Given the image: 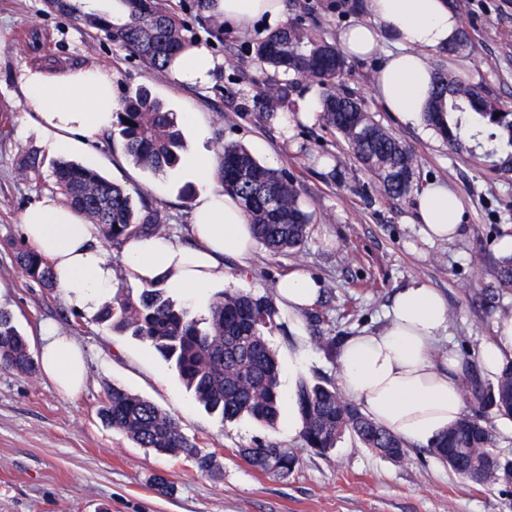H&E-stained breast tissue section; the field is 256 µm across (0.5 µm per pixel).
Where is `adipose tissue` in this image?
<instances>
[{
    "label": "adipose tissue",
    "instance_id": "1",
    "mask_svg": "<svg viewBox=\"0 0 512 512\" xmlns=\"http://www.w3.org/2000/svg\"><path fill=\"white\" fill-rule=\"evenodd\" d=\"M363 9L367 21L339 32L340 51L355 60L378 58L371 79L375 99L403 122L422 124L433 89L430 54L458 37V13L447 0H365ZM215 10L223 14L226 28L237 31L261 19L272 26L284 18L283 0H217ZM386 42L391 45L387 51L382 48ZM20 87L49 151H67L74 137H93L112 124L116 102L107 67L56 73L26 67ZM78 91L85 95L83 102L67 103V96ZM414 210L427 240H450L460 231L462 204L446 184L424 185L415 195ZM191 232L198 242L194 248L164 234L131 237L122 270L144 285L195 290L226 277L228 256L237 261L240 273H247L255 237L236 200L216 191L200 193ZM22 234L27 244L50 258L66 297L95 316L117 272L98 240V227L49 193L24 212ZM321 288V281L301 267L277 282V301L287 307L294 335H303L299 316L317 303ZM447 324L445 298L414 280L397 293L383 329L348 337L339 351L342 393L412 445H430L464 412L461 359L453 351L436 355L433 347ZM39 363L63 390L77 388L84 379L79 348L57 331L44 334Z\"/></svg>",
    "mask_w": 512,
    "mask_h": 512
}]
</instances>
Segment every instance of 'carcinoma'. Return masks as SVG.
Listing matches in <instances>:
<instances>
[{
  "instance_id": "cac0c4a2",
  "label": "carcinoma",
  "mask_w": 512,
  "mask_h": 512,
  "mask_svg": "<svg viewBox=\"0 0 512 512\" xmlns=\"http://www.w3.org/2000/svg\"><path fill=\"white\" fill-rule=\"evenodd\" d=\"M120 17L112 11L82 9L79 0H54L53 11L74 18L97 37L133 50L154 73L171 69L175 59L191 50L195 41L176 13L158 0H117ZM258 59L286 75L310 79L320 86L319 119L347 145L358 164L371 174L383 194L397 201L409 196L417 157L375 119L341 78L346 59L336 45L297 22H286L255 46ZM290 84L268 87L267 108L288 103ZM425 124L458 154L479 161L495 175L512 172V112L477 86L465 85L447 71L435 72L434 88L423 114ZM126 154L138 165L163 173L179 163V130L174 113L141 87L122 99L113 114ZM215 178L223 192L239 199L255 239L273 255L297 253L307 237L309 216L299 204L294 180L282 171L261 164L240 145H221ZM42 159L35 152L24 155L18 171L27 180L41 175ZM53 185L65 203L116 248L133 235L156 234L162 229L160 211L144 203L133 205L130 189L101 176L89 165L59 162ZM15 261L31 281L48 289L57 287L50 261L38 250L20 243ZM495 290L481 302L496 307V296L512 293V256L494 268ZM278 309L269 296L257 297L247 288H232L210 304L205 327L151 285L134 299L116 295L106 303L97 321L148 343L170 362L198 403L225 421L248 415L269 428L275 427L285 400L279 389L280 362L265 332L277 326ZM36 367L26 337L13 315L0 308V368L29 374ZM464 398L478 404L444 430L430 445V452L462 475L482 484H500L512 457L494 450V439L482 411L494 409L512 418V357L503 360L495 382L486 387L472 373L463 376ZM292 405L299 420L304 445L326 455L345 434L362 447L395 463L407 458L408 443L368 417L358 404L346 399L334 384L297 381ZM101 419L141 448L159 455L186 454L198 469L210 470L212 458L201 455L168 413L120 387L106 392L99 410ZM242 453L255 470L275 477L287 475L297 459L286 448L273 445L244 448Z\"/></svg>"
}]
</instances>
